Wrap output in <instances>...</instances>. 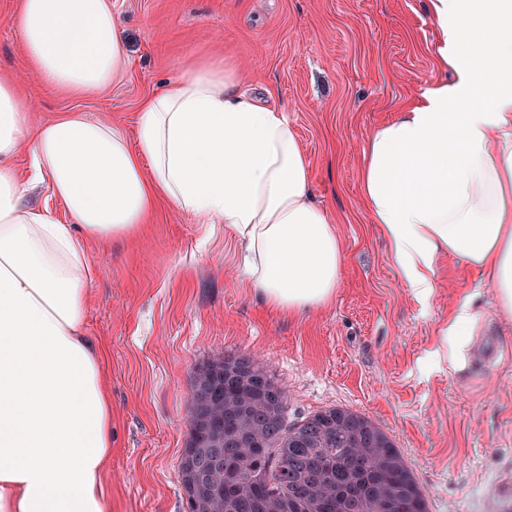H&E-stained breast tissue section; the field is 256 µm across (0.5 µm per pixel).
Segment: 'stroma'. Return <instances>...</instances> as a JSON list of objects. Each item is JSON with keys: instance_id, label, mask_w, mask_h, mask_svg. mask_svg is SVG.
Returning a JSON list of instances; mask_svg holds the SVG:
<instances>
[{"instance_id": "1", "label": "stroma", "mask_w": 512, "mask_h": 512, "mask_svg": "<svg viewBox=\"0 0 512 512\" xmlns=\"http://www.w3.org/2000/svg\"><path fill=\"white\" fill-rule=\"evenodd\" d=\"M128 60L90 99L54 94L23 66L0 0V69L12 70L36 119L78 111L134 137L136 108L195 55L236 62L243 88L273 89L310 162V191L340 235L347 265L324 309H264L242 276L243 251L220 224L160 204L136 239L91 243L96 270L87 335L106 347L112 459L106 512H186L177 471L196 368L251 354L288 395V419L353 410L395 442L430 512H512V317L490 278L441 257L420 302L389 259L363 204L359 154L371 132L442 79L429 0H112ZM476 318L442 338L451 313ZM500 356L477 358L487 340ZM453 359L433 353L442 342Z\"/></svg>"}]
</instances>
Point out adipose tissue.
I'll list each match as a JSON object with an SVG mask.
<instances>
[{
  "instance_id": "ef3b65f1",
  "label": "adipose tissue",
  "mask_w": 512,
  "mask_h": 512,
  "mask_svg": "<svg viewBox=\"0 0 512 512\" xmlns=\"http://www.w3.org/2000/svg\"><path fill=\"white\" fill-rule=\"evenodd\" d=\"M430 8L438 63L455 80L372 134L361 197L419 300L448 254L488 273L512 315V0ZM16 18L28 67L62 95H99L127 63L112 0H17ZM137 112L132 141L78 112L37 121L0 72V512L106 510L112 401L103 347L83 332L88 243L133 234L165 201L233 232L251 257L247 285L270 310L323 308L340 285L344 246L309 199L288 116L245 96L230 61L187 59ZM32 180L66 220L24 203Z\"/></svg>"
}]
</instances>
